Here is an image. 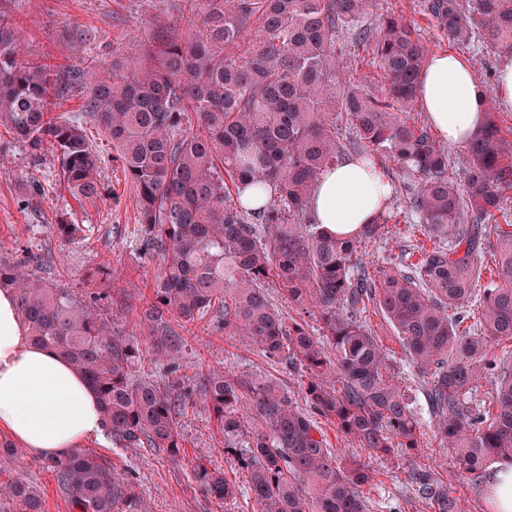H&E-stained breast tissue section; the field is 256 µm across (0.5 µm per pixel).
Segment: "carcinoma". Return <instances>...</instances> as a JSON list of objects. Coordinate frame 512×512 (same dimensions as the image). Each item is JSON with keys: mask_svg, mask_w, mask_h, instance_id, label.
Instances as JSON below:
<instances>
[{"mask_svg": "<svg viewBox=\"0 0 512 512\" xmlns=\"http://www.w3.org/2000/svg\"><path fill=\"white\" fill-rule=\"evenodd\" d=\"M370 7L371 0H184L138 51L118 41L110 58L63 67L23 58L21 31L0 15V126L34 156L55 147L64 188L84 201L100 196L102 157L85 134L93 122L136 194L141 251L159 261L138 293L152 354L114 330L96 291L34 279L20 265H0V287L14 289L32 340L59 350L87 378L116 447L180 456L179 420L202 395L224 452L248 479L240 487L202 458L193 478L218 500L250 493L258 512H367L359 489L372 472L338 459L315 414L377 455L421 447L389 357L361 319L369 304L430 377L434 436L459 469L475 478L491 459L512 460V369L491 351L512 342V141L488 99L485 123L450 177L448 150L414 117L429 49L391 14L374 33L360 27ZM426 10L450 45L481 56L512 52V0H427ZM349 30L371 50L382 89L354 83L336 66ZM66 90L84 96L82 111L68 117L49 100ZM343 117L359 157L388 176L420 177L411 207L432 247L419 262L373 275L360 258L362 245L396 217L388 209L357 237L312 222V189L342 155ZM243 184L271 189L270 201L244 207L233 197ZM492 238L491 265L484 243ZM269 283L288 301L314 306L320 334L286 323ZM471 304L478 317L464 328ZM214 310L225 335L245 336L270 362L307 373L310 410L266 380L245 396L222 372L180 374L187 340L169 314L196 324ZM152 361L167 364L166 377L146 370ZM489 377L496 389L485 413L470 393ZM20 456L0 436V477ZM43 467L68 512H151L135 484L90 448L46 457ZM407 480L435 512H462L430 472L412 467ZM2 496L16 512H42L38 490L18 476L0 480Z\"/></svg>", "mask_w": 512, "mask_h": 512, "instance_id": "obj_1", "label": "carcinoma"}]
</instances>
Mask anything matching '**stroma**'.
Returning <instances> with one entry per match:
<instances>
[{
  "label": "stroma",
  "instance_id": "stroma-1",
  "mask_svg": "<svg viewBox=\"0 0 512 512\" xmlns=\"http://www.w3.org/2000/svg\"><path fill=\"white\" fill-rule=\"evenodd\" d=\"M426 0H375L364 27L374 28L378 16L392 13L414 27L431 52L452 51L471 62L484 88L496 82L499 56L487 63L475 61L472 49L449 45L439 33L424 5ZM183 0H0V14L19 22L23 49L28 58H50L68 66L78 60H92L110 53L113 39L131 35L144 41L157 24L183 7ZM88 136L102 158L97 173L101 195L77 202L60 182L61 160L55 147L45 146L38 156L0 131V262L25 263L34 278H48L65 288H93L106 291L109 304L117 305L116 325L149 347L150 334L141 310L129 307L140 287L152 279L158 267L145 257L137 236V202L124 180L120 164L112 159V144L97 126ZM62 224L90 226L88 238L65 241L58 231ZM427 239L419 229L390 224L389 232L368 246L374 266L415 263L419 248ZM363 318L383 345L394 365L396 379L424 432L420 447L397 448L390 455L377 456L357 447L345 437L334 420L322 417L319 424L341 458L353 457L365 463L373 474L361 495L369 512H380L378 500L387 499L397 512H431L411 489L408 468L428 470L458 498L463 512H494L489 479L499 460L489 461L480 477L463 478L451 449L440 447L433 435L434 415L427 399L429 378L410 364L398 336L379 309L370 307ZM188 374L216 369L241 380L274 381L287 391L295 405L308 409L305 378L300 371L267 361L243 336L225 335L219 322L195 328L188 336L180 359ZM184 450L180 457L152 448H116L106 435L82 440L81 445L98 452L118 472H130L139 491L145 494L152 512H257L248 495L221 502L207 497L192 477V458L205 455L210 466L223 470L227 479L241 481L234 456L225 454L224 439L211 422L204 404L190 408L178 425ZM15 474L41 490L43 512H68V503L58 491L50 472L42 469L38 456L24 453Z\"/></svg>",
  "mask_w": 512,
  "mask_h": 512
}]
</instances>
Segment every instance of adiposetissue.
<instances>
[{"label":"adipose tissue","instance_id":"adipose-tissue-1","mask_svg":"<svg viewBox=\"0 0 512 512\" xmlns=\"http://www.w3.org/2000/svg\"><path fill=\"white\" fill-rule=\"evenodd\" d=\"M418 99L442 141L464 146L485 119L486 101L512 111V55L504 54L493 95H486L467 61L452 53L430 56ZM393 194L391 182L354 157L325 171L311 193L310 214L326 230L357 233L373 223ZM0 429L21 447L64 456L103 429L98 399L87 380L54 350L27 334L12 290L0 289Z\"/></svg>","mask_w":512,"mask_h":512}]
</instances>
